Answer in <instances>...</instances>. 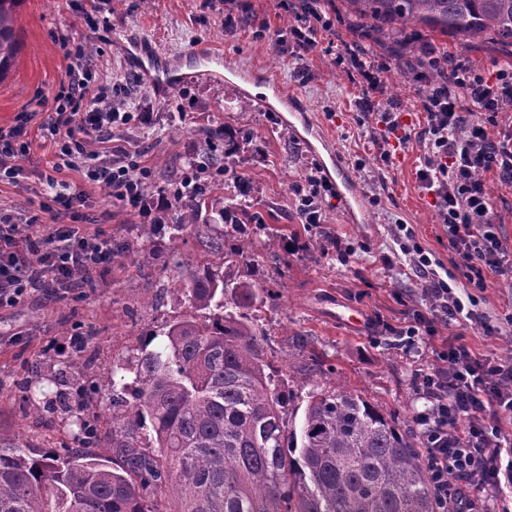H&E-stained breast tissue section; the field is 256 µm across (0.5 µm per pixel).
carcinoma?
Here are the masks:
<instances>
[{"label": "carcinoma", "instance_id": "1", "mask_svg": "<svg viewBox=\"0 0 512 512\" xmlns=\"http://www.w3.org/2000/svg\"><path fill=\"white\" fill-rule=\"evenodd\" d=\"M22 0H0V79L19 53ZM378 40L416 51L426 26L512 50V0H346ZM206 192L181 208L172 237L192 233L196 260L175 258L185 310L112 365L105 426L79 421L75 443L41 454L0 452V512H439L417 436L332 380L294 399L266 360L248 309L259 299L251 234L241 211L233 247L212 234ZM154 225L112 244V265L154 264ZM159 346L151 347L155 339Z\"/></svg>", "mask_w": 512, "mask_h": 512}]
</instances>
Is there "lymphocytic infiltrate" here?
Returning <instances> with one entry per match:
<instances>
[{"label":"lymphocytic infiltrate","instance_id":"obj_1","mask_svg":"<svg viewBox=\"0 0 512 512\" xmlns=\"http://www.w3.org/2000/svg\"><path fill=\"white\" fill-rule=\"evenodd\" d=\"M277 7L294 21L272 39L281 55L315 48L334 23L319 0H277ZM63 49L69 70L40 128L55 144L54 169H79L85 180L106 186L112 197L137 210L143 223H163L186 191L211 183L207 168L193 165L179 180L153 190L151 173L139 168L123 147L99 152L88 147V134L111 137L116 126L146 125L150 115L131 102L114 99L110 86L97 83L96 69L84 42L67 41ZM429 66L437 77L428 81L421 106L422 129L403 122L400 104L373 99L385 65L363 44H343L335 58L349 79L362 83L357 122L367 126L379 146H404L418 139L424 148L418 180L433 198L448 233V246L458 257L453 271L439 275L432 259L409 245V237L394 241L420 280L425 307L401 330L406 343L430 333L437 319L473 324L491 330L479 312L473 289L484 287L487 275L512 277V244L500 231L484 174L512 187V134L491 135L502 114L512 112V71L488 77L468 62L428 50ZM37 113L23 110L14 125L0 127V181L19 177L17 164L29 146L28 127ZM329 180L310 171L299 190L302 223L323 221V201L334 195ZM87 199L69 183L47 177L36 209L23 212L0 208V307L13 306L27 295L60 282H79L110 267L112 236L83 226ZM438 366L424 375L420 390L430 401L421 418L430 487L436 499L450 503L451 512H480L460 482L478 479L490 493L512 488V444L493 424L496 410L512 411V363L477 356L460 337L443 341Z\"/></svg>","mask_w":512,"mask_h":512}]
</instances>
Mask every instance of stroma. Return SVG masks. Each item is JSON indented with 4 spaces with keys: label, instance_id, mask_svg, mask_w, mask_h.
<instances>
[{
    "label": "stroma",
    "instance_id": "stroma-1",
    "mask_svg": "<svg viewBox=\"0 0 512 512\" xmlns=\"http://www.w3.org/2000/svg\"><path fill=\"white\" fill-rule=\"evenodd\" d=\"M251 17L232 36L224 33V13L207 0H101L100 15L112 26V40L99 42L80 17L83 0H23L15 21L20 42L16 66L0 81V127L14 124L19 112L33 107L37 96H52L68 68L62 43L82 39L92 48L101 76L115 81L113 92L130 97L149 113L144 127L125 130L115 145L135 151L153 172L157 185L179 178L189 163L200 162L201 146L213 137L217 154L232 168V178L209 187L214 210L234 212L241 203L264 223L254 241L258 260L253 280L262 290L252 314L265 333V348L286 387L298 380H321L322 369H333L344 382L404 428L417 427L428 402L416 389L418 378L432 372L433 351L443 338L462 333L478 355L512 360V334L489 336L477 326L437 321L434 333L414 345H397L385 324L407 325L412 309L421 306L418 279L409 265L389 264L394 223L407 224L417 246L451 269L453 253L437 222L432 198L420 186L423 161L418 142L393 151L389 162L381 149L355 122L359 84L334 66L336 51L321 39L310 52L277 56L270 37L256 28H278L293 22L274 0H249ZM336 34L371 46L386 65L381 98H397L405 121L424 120L423 84L413 82L400 48L379 42L346 13L344 0H323ZM142 41L160 47L162 66L193 67L197 55L210 52L223 64L246 70L249 81L231 78L211 84L185 83L167 96L129 65L126 48ZM421 44L469 59L486 75L512 66V52L477 39L464 40L423 31ZM277 81L301 106L299 114L275 104L268 109L250 95L266 81ZM315 125L331 140L353 179L369 217L352 223L341 198L325 203V221L308 226L297 214L296 190L310 168L324 169L339 182L329 158L307 130ZM30 152L23 160L26 177L0 182V206L27 208L54 173V156L30 124ZM77 191L85 192L90 228L113 238L130 236L139 223L137 211L113 199L108 188L92 184L75 171L58 173ZM347 244L337 253L332 238ZM180 310L176 294L158 280L140 277L133 269L95 273L94 285L60 297L34 295L13 308L0 309V446L20 443L33 448H59L74 430L72 416L58 403L60 377H74L65 361L76 332L94 329L95 338L80 355L97 378H107L114 362L135 347L139 333L160 328ZM41 373V393L32 403L22 400L21 384Z\"/></svg>",
    "mask_w": 512,
    "mask_h": 512
}]
</instances>
